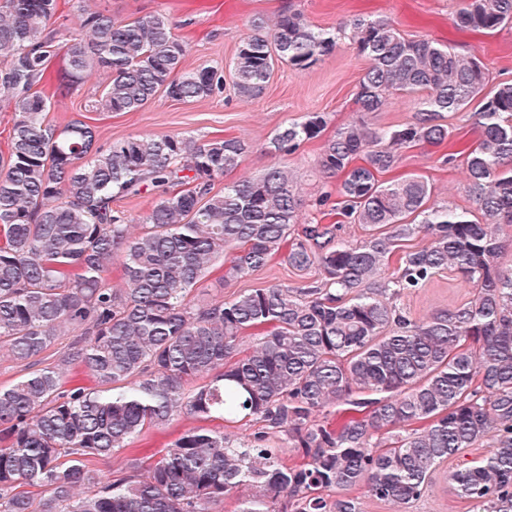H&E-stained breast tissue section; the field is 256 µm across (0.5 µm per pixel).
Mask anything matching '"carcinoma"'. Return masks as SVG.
Returning <instances> with one entry per match:
<instances>
[{
  "mask_svg": "<svg viewBox=\"0 0 512 512\" xmlns=\"http://www.w3.org/2000/svg\"><path fill=\"white\" fill-rule=\"evenodd\" d=\"M59 10L60 0L0 4V96L16 112L0 159V351L25 370L0 388V512H216L228 499L234 512H359L355 489L406 504L437 464L489 438L487 455L451 475L453 490L477 512H512V267L500 239L512 224V83L488 87L480 58L407 40L385 16L334 30L290 11L271 26L252 19L232 62L243 103L264 93L276 62L305 69L343 38L365 61L359 118L318 157L323 177L341 179L336 203L324 192L304 221L278 163L213 191L248 151L237 137L136 135L104 150L83 121L51 124L36 85ZM511 23L512 0H459L460 30ZM62 49L55 95L94 72L99 112L224 89L216 68L182 71L187 45L163 14L85 13ZM395 96L411 99L412 121L369 128ZM474 101L478 139L460 154L480 220L429 204L419 176L380 180L403 149L451 141L445 114ZM323 127L320 116L291 123L271 147L289 152ZM148 189L141 219L113 208ZM345 222L367 237L343 238ZM420 234L424 245L398 251ZM276 256L317 279L195 304L216 262L227 282ZM448 269L474 289L467 302L420 321L390 304ZM179 416L222 419L224 430L190 428L147 468L107 479L84 464ZM249 422L259 427L242 439L228 432Z\"/></svg>",
  "mask_w": 512,
  "mask_h": 512,
  "instance_id": "carcinoma-1",
  "label": "carcinoma"
}]
</instances>
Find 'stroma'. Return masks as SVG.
<instances>
[{"label":"stroma","instance_id":"35a3bbf8","mask_svg":"<svg viewBox=\"0 0 512 512\" xmlns=\"http://www.w3.org/2000/svg\"><path fill=\"white\" fill-rule=\"evenodd\" d=\"M61 4L51 22L61 41L74 31L83 8L106 11L119 19L168 15L177 24L178 35L188 43L183 64L187 71L211 66L229 68L253 17L260 15L271 21L290 9L304 14L313 24L330 29L360 13L385 15L396 22L406 38H429L448 44L459 53L479 56L488 68L490 85L512 81V25L492 34L457 30L453 24L457 0H61ZM364 67V60L353 46L344 42L309 68L295 70L277 65L264 94L248 103L239 102L228 88L189 102L161 95L138 111L112 113L92 110L93 101L101 93L97 78L92 76L76 84L67 96L57 98L48 117L59 127L75 119L96 126L98 144L104 148L143 134L179 133L201 141L216 137L244 139L250 146L248 153L235 170L215 179V190L258 176L279 162L294 175L303 200L302 214L310 217L316 215L317 201L325 189L316 168L322 141L356 120V93ZM314 114L325 121L320 138L302 142L291 153L276 157L269 153L268 143L280 127ZM447 122L454 131L452 144H425L403 150L392 175L424 176L433 186L432 202L472 213L476 206L468 193L464 158L459 151L476 141V129L466 112L448 113ZM223 272L222 265L214 266L197 290L200 298L228 296L245 288L272 284L298 286L308 279L307 274L293 270L279 257L264 269L221 286L217 280ZM471 296V289L462 285L459 275L446 270L436 274L425 287L405 292L397 304L411 317L426 319ZM193 425V419L182 417L167 428L146 430L112 458H91L87 465L101 475H110L131 459L144 460L162 450ZM488 451V445L483 443L441 463L422 496L398 509L375 500L365 489H356L360 512H473L467 502L452 493L450 476L463 463Z\"/></svg>","mask_w":512,"mask_h":512}]
</instances>
